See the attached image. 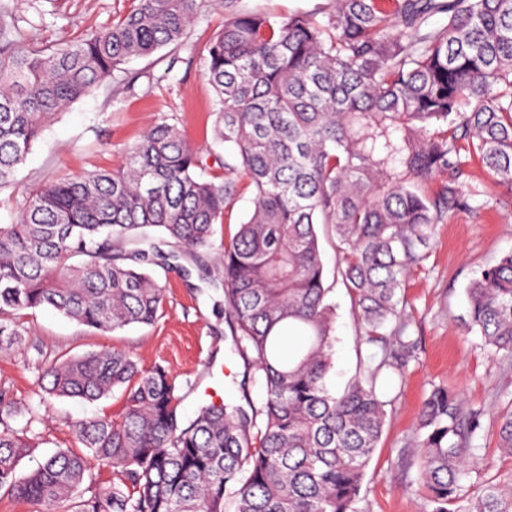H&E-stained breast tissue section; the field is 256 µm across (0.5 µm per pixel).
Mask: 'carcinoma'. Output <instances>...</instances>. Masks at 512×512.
<instances>
[{"label": "carcinoma", "instance_id": "cac0c4a2", "mask_svg": "<svg viewBox=\"0 0 512 512\" xmlns=\"http://www.w3.org/2000/svg\"><path fill=\"white\" fill-rule=\"evenodd\" d=\"M135 2L111 26L50 48L16 38L0 9V190L48 122L126 60L179 43L211 0ZM235 4L224 0L204 71L215 140L233 146L229 175L204 179L200 151L163 121L121 168L36 187L15 223L0 225V314L45 306L103 332L154 323L164 288L141 265L198 262L244 180L253 209L224 242L215 286L232 350L264 398L204 404L185 419L161 365L115 349L53 363L47 395L96 402L120 390L124 406L75 424L85 452L57 450L20 476L32 445L0 394V490L44 512L63 499L77 501L74 512H357L398 399L387 383L416 349L407 277L437 226L469 208L455 183L466 165L512 186V0H333L320 20ZM435 15L447 23L430 29ZM320 224L336 240L359 341L379 349L341 391L329 384L336 306ZM467 294L469 331L512 359V252ZM20 337L0 323V350ZM481 418L443 386L424 400L418 482L429 512H512L494 484L474 502L464 493ZM497 442L512 456V411ZM94 461L119 482L81 500Z\"/></svg>", "mask_w": 512, "mask_h": 512}]
</instances>
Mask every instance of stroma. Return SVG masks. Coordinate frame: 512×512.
<instances>
[{
    "label": "stroma",
    "mask_w": 512,
    "mask_h": 512,
    "mask_svg": "<svg viewBox=\"0 0 512 512\" xmlns=\"http://www.w3.org/2000/svg\"><path fill=\"white\" fill-rule=\"evenodd\" d=\"M3 5L18 19V37L50 46L60 37L76 41L110 26L131 9L132 0H0ZM223 26V5L207 7L179 44L122 64L114 78L61 112L34 142L17 184L0 191V224L14 223L35 186L96 168H120L128 148L166 119L177 122L187 140L201 149L206 176H223L222 162L230 150L213 139L215 93L204 77L209 41ZM457 186L465 194L484 190L486 203L448 215L425 260L409 274L405 297L417 358L405 370L400 397L367 466L358 512H427L416 484L417 420L436 384L447 385L467 407L483 411V428L473 442L480 463L463 481L468 498H478L487 485L512 481V458L499 451L496 436L499 416L512 407V362L495 355L480 335L464 326L468 283L512 251V186L497 183L476 165L464 168ZM252 200L251 190H241L211 247L202 253L204 264H217L225 239L235 234ZM320 244L329 298L336 305L330 384L340 390L371 348L359 343L350 296L336 278L335 242L324 235ZM152 272L166 291L160 316L151 325L101 332L49 307L0 316L22 331L18 346L0 352V392L18 408L11 425L33 444L18 474H27L58 449H81L73 430L76 422L122 410L118 391L93 403L46 397L42 374L63 356L115 348L143 366L162 365L175 378L179 411L188 417L210 391L262 402L260 383L244 379L243 364L231 352L222 296L206 288L197 271H186L184 261L153 266Z\"/></svg>",
    "instance_id": "1"
}]
</instances>
